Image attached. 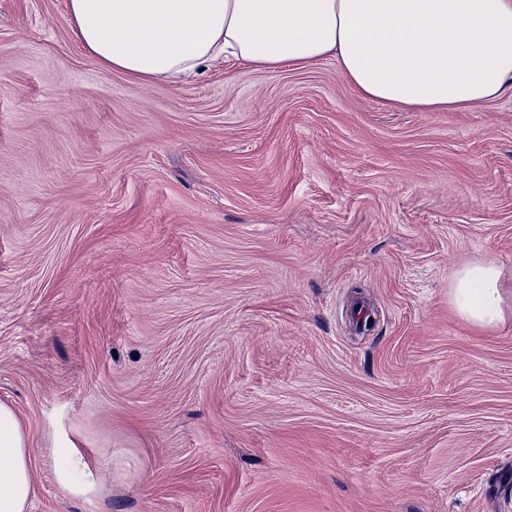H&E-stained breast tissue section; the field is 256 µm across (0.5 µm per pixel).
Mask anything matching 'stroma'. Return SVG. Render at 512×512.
<instances>
[{
    "label": "stroma",
    "mask_w": 512,
    "mask_h": 512,
    "mask_svg": "<svg viewBox=\"0 0 512 512\" xmlns=\"http://www.w3.org/2000/svg\"><path fill=\"white\" fill-rule=\"evenodd\" d=\"M68 0H0V401L30 512H512V91L391 109L335 60L103 67ZM138 477L59 490L55 439ZM503 270L493 260H481L459 269L448 299L456 313L482 329L498 328L506 321L507 305L499 288Z\"/></svg>",
    "instance_id": "obj_1"
}]
</instances>
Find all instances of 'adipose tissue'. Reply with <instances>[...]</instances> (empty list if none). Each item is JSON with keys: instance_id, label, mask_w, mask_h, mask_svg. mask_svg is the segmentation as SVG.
<instances>
[{"instance_id": "adipose-tissue-1", "label": "adipose tissue", "mask_w": 512, "mask_h": 512, "mask_svg": "<svg viewBox=\"0 0 512 512\" xmlns=\"http://www.w3.org/2000/svg\"><path fill=\"white\" fill-rule=\"evenodd\" d=\"M84 48L143 82H174L219 58L254 69H302L333 58L361 97L422 112L466 111L512 91V0H69ZM503 270L481 260L459 269L448 299L474 326L506 320ZM137 471L122 448L84 458L63 437L52 472L68 496L89 501L101 475ZM35 494L29 438L0 402V512H28Z\"/></svg>"}]
</instances>
